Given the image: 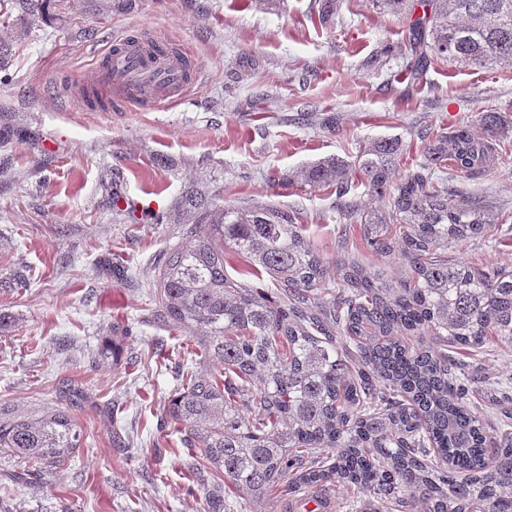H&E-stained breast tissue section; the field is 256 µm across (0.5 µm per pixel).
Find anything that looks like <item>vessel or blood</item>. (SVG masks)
Listing matches in <instances>:
<instances>
[{
	"label": "vessel or blood",
	"instance_id": "vessel-or-blood-1",
	"mask_svg": "<svg viewBox=\"0 0 512 512\" xmlns=\"http://www.w3.org/2000/svg\"><path fill=\"white\" fill-rule=\"evenodd\" d=\"M96 86L108 89L117 106L153 112L180 100L194 80L187 53L148 38L142 29L128 30L99 58Z\"/></svg>",
	"mask_w": 512,
	"mask_h": 512
}]
</instances>
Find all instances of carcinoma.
<instances>
[{
  "instance_id": "carcinoma-1",
  "label": "carcinoma",
  "mask_w": 512,
  "mask_h": 512,
  "mask_svg": "<svg viewBox=\"0 0 512 512\" xmlns=\"http://www.w3.org/2000/svg\"><path fill=\"white\" fill-rule=\"evenodd\" d=\"M30 25L46 21L51 0H11ZM379 9L412 18L408 47L419 65L434 55L453 63L512 65V0H375ZM489 140L465 127L425 147L418 171L394 187L388 204L360 214L376 255L399 247L410 276L395 284L354 259L336 268L343 289L325 306L315 291L328 271L304 234L298 213L272 205L224 207L204 196L186 199L207 225L193 226L157 266L160 317L192 327L204 361L224 368L190 375L171 399L170 421L188 447L224 476V486L255 502L274 492L322 490L334 483L366 495L359 512H380L369 495L427 512H512V433L488 447L481 416L458 388L455 356L406 339L427 330L448 346H512V272L451 263L448 243L477 236L495 215L435 180L447 161L467 174L493 157ZM402 153L397 139L373 141L349 163L328 157L301 172L314 188L350 193L353 170L383 194ZM269 274L283 290L277 303L224 271V245ZM352 341L337 344L336 338ZM66 405L39 415L0 408V451L38 467L65 462L82 446ZM434 454L436 462L427 460Z\"/></svg>"
}]
</instances>
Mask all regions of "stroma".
<instances>
[{"mask_svg":"<svg viewBox=\"0 0 512 512\" xmlns=\"http://www.w3.org/2000/svg\"><path fill=\"white\" fill-rule=\"evenodd\" d=\"M189 47L199 80L155 112H96L77 98L97 52L130 28ZM409 22L373 0H56L30 28L0 23L12 57L0 83V405L38 414L82 391L72 409L84 446L36 482L0 455V512H213L220 475L164 422L184 374L199 370L193 334L158 316L155 267L196 222L185 196L202 190L237 208L299 212L326 265L324 305L341 290L336 265L355 257L385 278L409 275L400 253L361 248L335 189L298 176L326 157L355 159L381 138L401 141L402 179L424 160L425 139L451 126L485 136L497 112V154L468 175L447 164L449 192L484 200L498 217L488 236L448 246L452 260L512 271V66L429 57L397 81ZM161 199V223L130 204ZM468 402L488 429L512 415V347L458 356ZM350 492L328 486L275 494L258 505L226 495L231 512H346Z\"/></svg>","mask_w":512,"mask_h":512,"instance_id":"obj_1","label":"stroma"}]
</instances>
